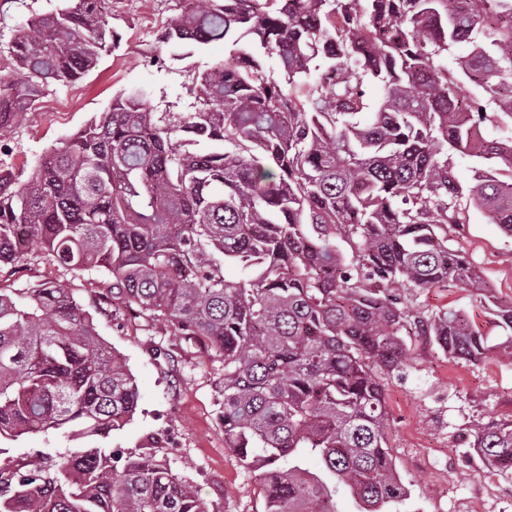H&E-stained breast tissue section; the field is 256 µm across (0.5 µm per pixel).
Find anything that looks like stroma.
Masks as SVG:
<instances>
[{
  "label": "stroma",
  "instance_id": "35a3bbf8",
  "mask_svg": "<svg viewBox=\"0 0 512 512\" xmlns=\"http://www.w3.org/2000/svg\"><path fill=\"white\" fill-rule=\"evenodd\" d=\"M55 4L0 0V73H18L9 52L12 39L31 15ZM177 14L175 0H109L115 48L79 80L53 86L26 120L0 136V167L27 173L49 148L109 111L123 90H143L146 108L155 112L188 111L187 88L195 72L222 61L224 45L164 43L162 34ZM449 245L464 252L489 283L491 299L448 287L420 291L413 301L429 311L461 309L492 351L473 364L449 359L423 337H406V365L387 386L392 454L410 489L395 512H512V474L486 468L467 450L473 423L512 421V359L499 350L501 331L492 311L493 303H512V238L472 206ZM44 281L68 291L90 312L100 337L123 355L137 380L134 419L98 437L97 446L122 454L150 450L198 491L208 512H265L263 488L224 448L218 419L223 362L180 342L167 323L134 316L106 298L96 274L77 275L42 256L0 267V288ZM159 347L168 356H156Z\"/></svg>",
  "mask_w": 512,
  "mask_h": 512
}]
</instances>
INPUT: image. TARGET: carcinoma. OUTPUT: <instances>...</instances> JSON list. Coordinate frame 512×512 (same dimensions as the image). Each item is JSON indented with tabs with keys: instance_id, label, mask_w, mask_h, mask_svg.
I'll return each instance as SVG.
<instances>
[{
	"instance_id": "cac0c4a2",
	"label": "carcinoma",
	"mask_w": 512,
	"mask_h": 512,
	"mask_svg": "<svg viewBox=\"0 0 512 512\" xmlns=\"http://www.w3.org/2000/svg\"><path fill=\"white\" fill-rule=\"evenodd\" d=\"M60 2L11 42L24 71L0 75V134L116 45L101 0ZM183 2L164 42L231 46L194 77V111L152 112L143 91L123 92L25 180L0 168V264L38 249L94 271L111 298L220 357L224 447L266 512H338L340 492L356 512H390L409 495L385 400L403 337L472 363L489 349L463 312L408 296L489 291L448 247L465 223L449 202L485 209L512 238V135L483 136L512 128V0ZM464 81L480 94L458 96ZM459 156L474 163L466 188ZM494 316L512 356V305ZM138 399L72 295L0 288V440L73 443L0 461V512H208L156 455L85 445L123 429ZM469 448L512 471V422L476 425Z\"/></svg>"
}]
</instances>
